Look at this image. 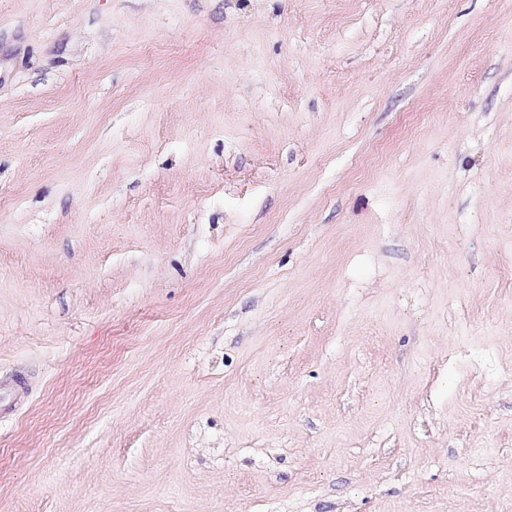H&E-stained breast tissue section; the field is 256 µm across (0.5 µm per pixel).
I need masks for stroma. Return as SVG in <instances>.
Instances as JSON below:
<instances>
[{
	"label": "stroma",
	"instance_id": "stroma-1",
	"mask_svg": "<svg viewBox=\"0 0 512 512\" xmlns=\"http://www.w3.org/2000/svg\"><path fill=\"white\" fill-rule=\"evenodd\" d=\"M0 512H512V0H0Z\"/></svg>",
	"mask_w": 512,
	"mask_h": 512
}]
</instances>
